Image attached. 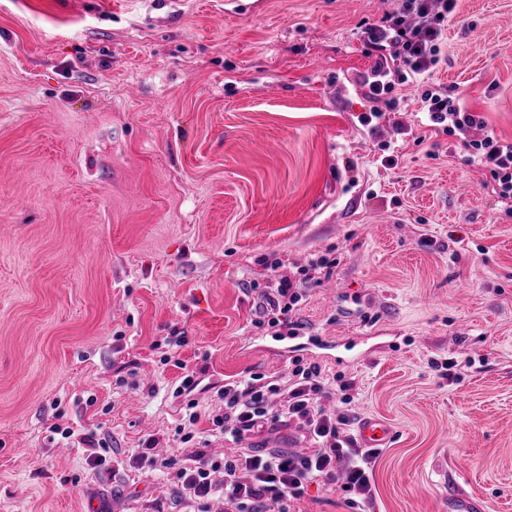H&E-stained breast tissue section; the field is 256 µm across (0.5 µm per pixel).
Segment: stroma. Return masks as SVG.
I'll return each instance as SVG.
<instances>
[{
    "mask_svg": "<svg viewBox=\"0 0 512 512\" xmlns=\"http://www.w3.org/2000/svg\"><path fill=\"white\" fill-rule=\"evenodd\" d=\"M393 7L0 0V512L91 495L194 512L130 455L150 436L194 455L172 439L187 399L208 412L225 379L297 357L354 379L358 418L396 432L373 512H440L461 489L512 512V215L457 138L420 124V88L362 123L361 31ZM441 50L429 84L484 118L474 137L511 141L512 0H458ZM323 255L337 265L306 285L305 330L255 328L270 277ZM175 329L188 343L165 365L152 345ZM188 370L199 385L176 395ZM59 412L73 438L51 432Z\"/></svg>",
    "mask_w": 512,
    "mask_h": 512,
    "instance_id": "stroma-1",
    "label": "stroma"
}]
</instances>
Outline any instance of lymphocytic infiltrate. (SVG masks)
Segmentation results:
<instances>
[{
  "label": "lymphocytic infiltrate",
  "mask_w": 512,
  "mask_h": 512,
  "mask_svg": "<svg viewBox=\"0 0 512 512\" xmlns=\"http://www.w3.org/2000/svg\"><path fill=\"white\" fill-rule=\"evenodd\" d=\"M394 10L367 25L361 32L369 70L360 85L374 102L396 109L397 86L418 83L422 110L431 127L457 137L469 160L489 172L493 191L501 199H512V141L484 128L481 116L461 110L448 87L425 85L426 74L441 61L444 24L457 0H395ZM482 137H472L473 128ZM334 260L319 257L300 267V281L280 278L258 296L255 327L299 335L304 324L295 319L305 297L303 282L315 272L332 269ZM352 382L332 383L322 367L294 359L284 376L252 373L225 382L218 397L223 406L209 414L210 432L242 442L265 428L295 424L312 442L302 453L259 451L246 448L240 454L217 459L197 451L186 459L158 458L152 450L156 438L145 439L134 454L136 462L166 469L198 512H211L221 501L224 512H290L310 484H341L362 503L372 500L373 463L377 450L357 447L348 430L353 423L348 406Z\"/></svg>",
  "instance_id": "obj_1"
}]
</instances>
